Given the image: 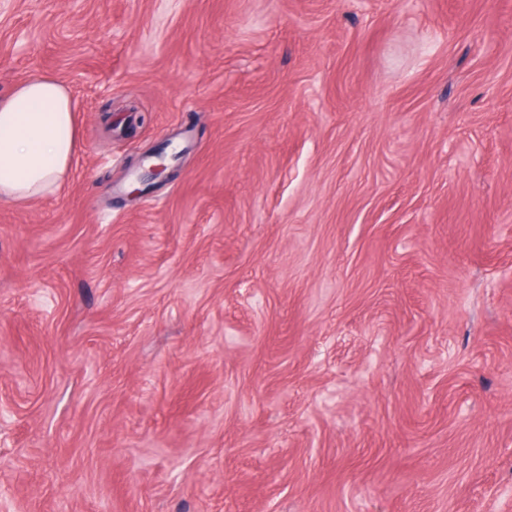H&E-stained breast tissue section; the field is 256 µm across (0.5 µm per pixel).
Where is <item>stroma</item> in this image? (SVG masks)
Wrapping results in <instances>:
<instances>
[{
    "label": "stroma",
    "instance_id": "stroma-1",
    "mask_svg": "<svg viewBox=\"0 0 512 512\" xmlns=\"http://www.w3.org/2000/svg\"><path fill=\"white\" fill-rule=\"evenodd\" d=\"M42 74L0 512H512V0H0ZM79 148L72 94L39 75L0 96V198L27 202L55 193ZM146 161L149 163L148 172L151 182L144 183V181H141L145 187L134 188L128 193V196L136 197L142 195L149 186L155 184L153 183L154 181H156L157 185H161L171 181L175 177L177 169L170 168L169 164L166 163V160L161 153L155 151L149 152L142 158V162Z\"/></svg>",
    "mask_w": 512,
    "mask_h": 512
}]
</instances>
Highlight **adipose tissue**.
Returning a JSON list of instances; mask_svg holds the SVG:
<instances>
[{
	"label": "adipose tissue",
	"mask_w": 512,
	"mask_h": 512,
	"mask_svg": "<svg viewBox=\"0 0 512 512\" xmlns=\"http://www.w3.org/2000/svg\"><path fill=\"white\" fill-rule=\"evenodd\" d=\"M78 148L73 97L60 80L35 76L0 96V199L55 193Z\"/></svg>",
	"instance_id": "ef3b65f1"
}]
</instances>
